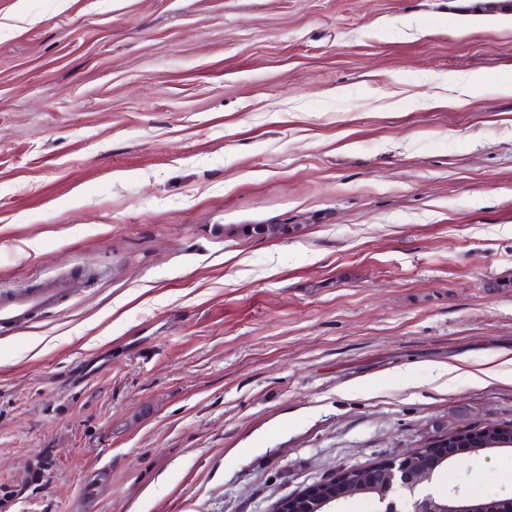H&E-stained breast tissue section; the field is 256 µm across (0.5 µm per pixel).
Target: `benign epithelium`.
Masks as SVG:
<instances>
[{
  "label": "benign epithelium",
  "mask_w": 512,
  "mask_h": 512,
  "mask_svg": "<svg viewBox=\"0 0 512 512\" xmlns=\"http://www.w3.org/2000/svg\"><path fill=\"white\" fill-rule=\"evenodd\" d=\"M488 434L487 428L453 432L423 449L369 467H345L303 492L283 499L273 512H333V506L355 494L377 495L378 501L384 504L381 512H487L485 503L473 502L459 493L439 498L420 490V486L432 480L442 463L466 452L461 447L465 440L477 442ZM398 487L410 495L400 504L392 498Z\"/></svg>",
  "instance_id": "1"
}]
</instances>
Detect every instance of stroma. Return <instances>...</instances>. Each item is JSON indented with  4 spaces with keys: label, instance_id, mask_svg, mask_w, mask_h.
<instances>
[{
    "label": "stroma",
    "instance_id": "stroma-1",
    "mask_svg": "<svg viewBox=\"0 0 512 512\" xmlns=\"http://www.w3.org/2000/svg\"><path fill=\"white\" fill-rule=\"evenodd\" d=\"M482 2L0 0V291L83 276L0 334V512H271L512 424L465 377L512 353V12ZM427 489L512 496V448Z\"/></svg>",
    "mask_w": 512,
    "mask_h": 512
}]
</instances>
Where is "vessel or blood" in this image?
Returning <instances> with one entry per match:
<instances>
[{"mask_svg": "<svg viewBox=\"0 0 512 512\" xmlns=\"http://www.w3.org/2000/svg\"><path fill=\"white\" fill-rule=\"evenodd\" d=\"M77 285L74 278L47 279L35 288L0 293V332L31 326L46 311L64 304Z\"/></svg>", "mask_w": 512, "mask_h": 512, "instance_id": "obj_1", "label": "vessel or blood"}]
</instances>
